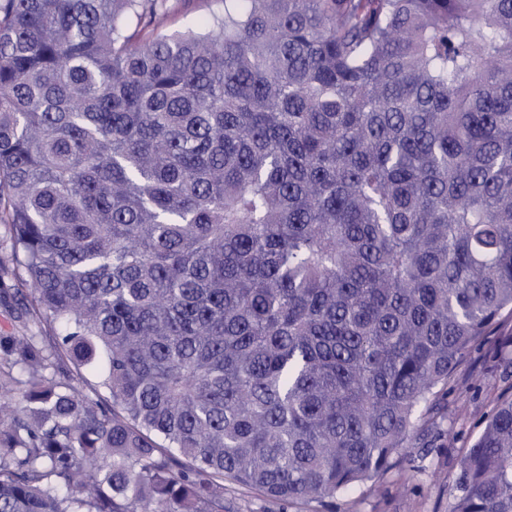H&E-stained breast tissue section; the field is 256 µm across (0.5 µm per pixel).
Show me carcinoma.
Masks as SVG:
<instances>
[{"instance_id": "obj_1", "label": "carcinoma", "mask_w": 512, "mask_h": 512, "mask_svg": "<svg viewBox=\"0 0 512 512\" xmlns=\"http://www.w3.org/2000/svg\"><path fill=\"white\" fill-rule=\"evenodd\" d=\"M166 2L0 0V512L322 503L512 366V0ZM448 495L512 512V386ZM167 5L166 29L170 32L197 28L224 8L221 0H168Z\"/></svg>"}]
</instances>
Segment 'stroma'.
<instances>
[{
	"label": "stroma",
	"instance_id": "stroma-1",
	"mask_svg": "<svg viewBox=\"0 0 512 512\" xmlns=\"http://www.w3.org/2000/svg\"><path fill=\"white\" fill-rule=\"evenodd\" d=\"M167 31L196 28L221 13L222 0H168ZM473 387L448 395V419L455 436L439 448H409L401 462L375 480L336 497L328 507L315 502L281 504L259 492L232 482L224 484L229 512H450L448 485L457 461L481 432L497 396L495 387L503 371L488 346L473 353Z\"/></svg>",
	"mask_w": 512,
	"mask_h": 512
}]
</instances>
